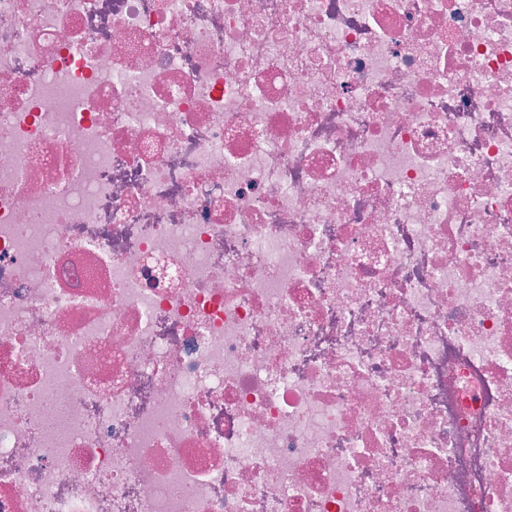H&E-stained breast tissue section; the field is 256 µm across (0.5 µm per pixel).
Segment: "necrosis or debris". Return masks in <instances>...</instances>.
Here are the masks:
<instances>
[{
	"instance_id": "4bbe7bcc",
	"label": "necrosis or debris",
	"mask_w": 512,
	"mask_h": 512,
	"mask_svg": "<svg viewBox=\"0 0 512 512\" xmlns=\"http://www.w3.org/2000/svg\"><path fill=\"white\" fill-rule=\"evenodd\" d=\"M0 512H512V0H0Z\"/></svg>"
}]
</instances>
